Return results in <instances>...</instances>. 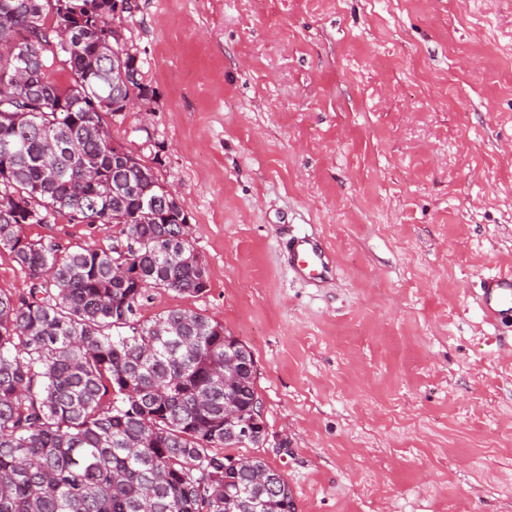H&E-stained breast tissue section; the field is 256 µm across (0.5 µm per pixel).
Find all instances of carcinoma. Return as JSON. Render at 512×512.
Returning <instances> with one entry per match:
<instances>
[{
    "label": "carcinoma",
    "mask_w": 512,
    "mask_h": 512,
    "mask_svg": "<svg viewBox=\"0 0 512 512\" xmlns=\"http://www.w3.org/2000/svg\"><path fill=\"white\" fill-rule=\"evenodd\" d=\"M119 2L0 0V47L32 56L21 81L0 54V250L31 279L26 297L0 293V512H295L284 477L239 510L237 490L269 465L218 452L266 439L225 436L261 402L249 348L199 312L142 316L152 290L197 296L209 277L159 158L112 139L154 96L112 29ZM58 216L114 224L126 248L25 234ZM226 353L249 360L227 389Z\"/></svg>",
    "instance_id": "cac0c4a2"
}]
</instances>
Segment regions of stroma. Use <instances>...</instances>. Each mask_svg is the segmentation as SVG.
<instances>
[{"label":"stroma","mask_w":512,"mask_h":512,"mask_svg":"<svg viewBox=\"0 0 512 512\" xmlns=\"http://www.w3.org/2000/svg\"><path fill=\"white\" fill-rule=\"evenodd\" d=\"M124 36L154 99L112 136L160 157L209 272L143 315L248 346L296 512H512V318L478 300L512 270V0H136ZM295 271L314 281H320L329 272L331 260L316 239L304 236L291 246Z\"/></svg>","instance_id":"obj_1"}]
</instances>
